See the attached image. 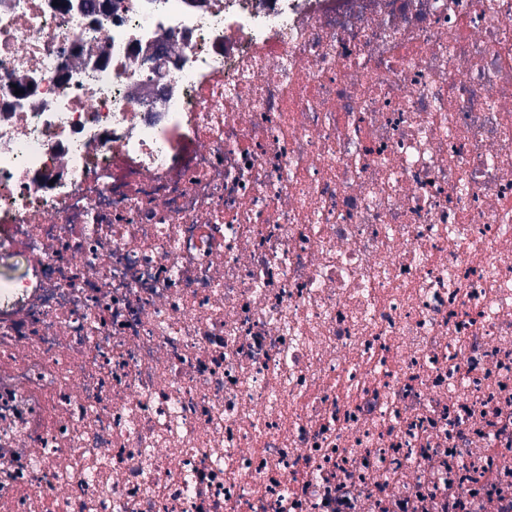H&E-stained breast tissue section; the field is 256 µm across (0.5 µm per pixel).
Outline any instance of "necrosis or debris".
<instances>
[{"label":"necrosis or debris","instance_id":"obj_1","mask_svg":"<svg viewBox=\"0 0 512 512\" xmlns=\"http://www.w3.org/2000/svg\"><path fill=\"white\" fill-rule=\"evenodd\" d=\"M0 251V512H512V0H0Z\"/></svg>","mask_w":512,"mask_h":512}]
</instances>
